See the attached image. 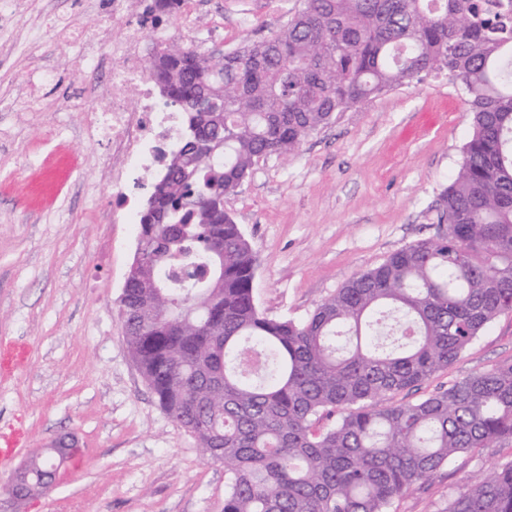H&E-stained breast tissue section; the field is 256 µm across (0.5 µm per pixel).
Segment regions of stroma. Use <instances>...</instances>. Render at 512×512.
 Wrapping results in <instances>:
<instances>
[{
  "mask_svg": "<svg viewBox=\"0 0 512 512\" xmlns=\"http://www.w3.org/2000/svg\"><path fill=\"white\" fill-rule=\"evenodd\" d=\"M0 16V344L16 357L0 367V446L20 428L15 460L73 434L77 458L49 492L0 512H223V465L163 412L132 360L119 298L138 230L120 223L108 152L89 140L68 97L83 51L59 41L45 20L73 16L89 31L114 28L113 0H9ZM224 27L188 32L166 22L164 37L203 51L232 52L270 38L299 0H196ZM55 80L37 105L12 108L35 72ZM461 87L435 73L413 87L370 97L310 134L289 161H259L224 209L259 260L254 294L275 319L306 320L325 298L392 253L448 233L440 198L471 136ZM512 362V313L499 316L448 368L419 389L437 388ZM512 459V443L463 454L393 512H431L478 469Z\"/></svg>",
  "mask_w": 512,
  "mask_h": 512,
  "instance_id": "35a3bbf8",
  "label": "stroma"
}]
</instances>
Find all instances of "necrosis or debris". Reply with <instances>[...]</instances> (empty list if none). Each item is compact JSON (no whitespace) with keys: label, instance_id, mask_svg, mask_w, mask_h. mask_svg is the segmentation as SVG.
<instances>
[{"label":"necrosis or debris","instance_id":"obj_1","mask_svg":"<svg viewBox=\"0 0 512 512\" xmlns=\"http://www.w3.org/2000/svg\"><path fill=\"white\" fill-rule=\"evenodd\" d=\"M126 14L125 26L112 36L89 32L70 16L56 15L49 26L56 38L87 47L76 70L78 82H86L104 58H111L109 80L98 89L105 104L89 109L83 94L69 101L72 111L87 115L91 140L109 150L108 172L113 185L141 180L177 141V116L156 97L145 80L143 52L159 27L148 12L147 0H114Z\"/></svg>","mask_w":512,"mask_h":512}]
</instances>
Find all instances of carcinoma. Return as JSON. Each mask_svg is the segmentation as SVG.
Returning <instances> with one entry per match:
<instances>
[{"instance_id":"carcinoma-1","label":"carcinoma","mask_w":512,"mask_h":512,"mask_svg":"<svg viewBox=\"0 0 512 512\" xmlns=\"http://www.w3.org/2000/svg\"><path fill=\"white\" fill-rule=\"evenodd\" d=\"M237 53L230 66L175 39L151 54L182 124L141 212L134 314L120 311L129 352L162 410L224 466V512H391L452 458L512 441V363L393 401L512 312V6L302 0ZM433 72L464 86L473 113L441 197L448 236L392 253L303 322L265 316L224 195L337 113ZM60 466L31 453L32 492ZM433 512H512V460Z\"/></svg>"}]
</instances>
